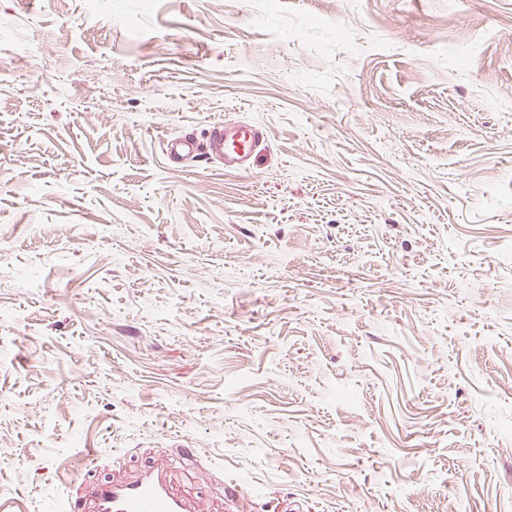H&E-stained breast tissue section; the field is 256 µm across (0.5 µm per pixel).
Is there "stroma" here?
<instances>
[{
  "instance_id": "stroma-1",
  "label": "stroma",
  "mask_w": 512,
  "mask_h": 512,
  "mask_svg": "<svg viewBox=\"0 0 512 512\" xmlns=\"http://www.w3.org/2000/svg\"><path fill=\"white\" fill-rule=\"evenodd\" d=\"M0 433V512L186 446L204 512H512V0H0ZM265 140V133L257 124L218 122L209 131L205 151L224 162L225 172H239L250 167ZM165 150L169 160L179 161L197 155L199 144L191 137L179 136L169 139Z\"/></svg>"
}]
</instances>
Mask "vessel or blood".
Here are the masks:
<instances>
[{
	"label": "vessel or blood",
	"mask_w": 512,
	"mask_h": 512,
	"mask_svg": "<svg viewBox=\"0 0 512 512\" xmlns=\"http://www.w3.org/2000/svg\"><path fill=\"white\" fill-rule=\"evenodd\" d=\"M266 137L261 126L243 122H218L211 127L205 145L188 136L169 139L168 159L179 161L198 150L223 162L225 171L250 167L261 153ZM57 512H202L200 506L174 494L163 469L149 466L132 477L109 480L89 487L83 498L67 499Z\"/></svg>",
	"instance_id": "obj_1"
}]
</instances>
